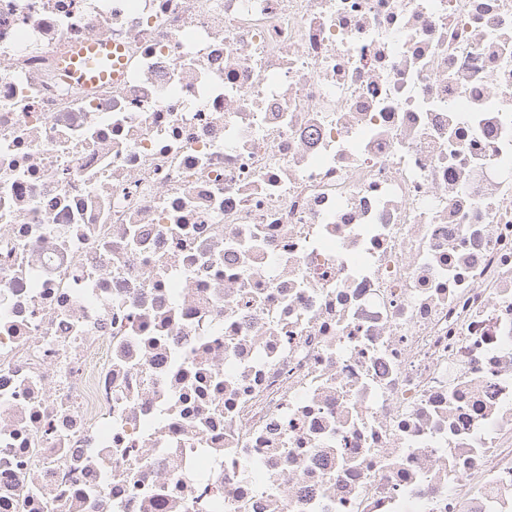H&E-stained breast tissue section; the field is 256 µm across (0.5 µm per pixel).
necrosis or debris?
Here are the masks:
<instances>
[{"mask_svg": "<svg viewBox=\"0 0 512 512\" xmlns=\"http://www.w3.org/2000/svg\"><path fill=\"white\" fill-rule=\"evenodd\" d=\"M0 512H512V0H0Z\"/></svg>", "mask_w": 512, "mask_h": 512, "instance_id": "1", "label": "necrosis or debris"}]
</instances>
